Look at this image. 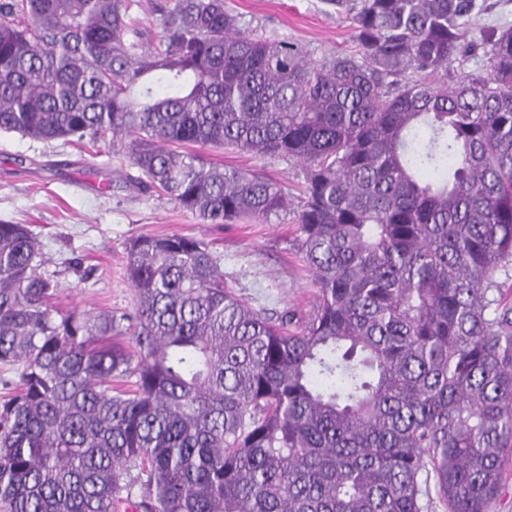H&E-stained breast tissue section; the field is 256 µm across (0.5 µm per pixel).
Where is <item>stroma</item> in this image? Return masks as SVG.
<instances>
[{"label":"stroma","instance_id":"stroma-1","mask_svg":"<svg viewBox=\"0 0 512 512\" xmlns=\"http://www.w3.org/2000/svg\"><path fill=\"white\" fill-rule=\"evenodd\" d=\"M243 27L298 44L314 61L358 50L349 15L323 0H226ZM207 162L257 170L288 194V211L263 224H205L170 197L139 185L125 152L61 140L0 134V223L27 224L43 244L39 268L59 288L65 314L134 311L126 277L130 241L141 234H183L203 240L221 260L226 285L255 309L290 308L308 318L316 288L297 247L296 216L305 181L293 160L231 148L204 150Z\"/></svg>","mask_w":512,"mask_h":512}]
</instances>
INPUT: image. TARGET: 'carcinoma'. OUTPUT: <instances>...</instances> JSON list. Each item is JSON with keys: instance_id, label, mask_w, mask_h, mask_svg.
Wrapping results in <instances>:
<instances>
[{"instance_id": "1", "label": "carcinoma", "mask_w": 512, "mask_h": 512, "mask_svg": "<svg viewBox=\"0 0 512 512\" xmlns=\"http://www.w3.org/2000/svg\"><path fill=\"white\" fill-rule=\"evenodd\" d=\"M358 54L315 62L224 0H0V133L131 138L208 224L288 208L233 147L305 166L314 316H267L197 238L129 245L134 316L60 315L26 224H0L7 512H487L512 456V27L487 0H328ZM480 50L484 74L454 71ZM130 335L134 350L112 341ZM136 5L133 6L131 12L137 18V26L142 28L143 36L142 42L144 44H151L152 46L157 43V28L155 26V17L150 14L149 1L150 0H136ZM492 8L473 25L469 38L476 39L479 36V28L483 25H496L498 27L512 26V0H488Z\"/></svg>"}]
</instances>
